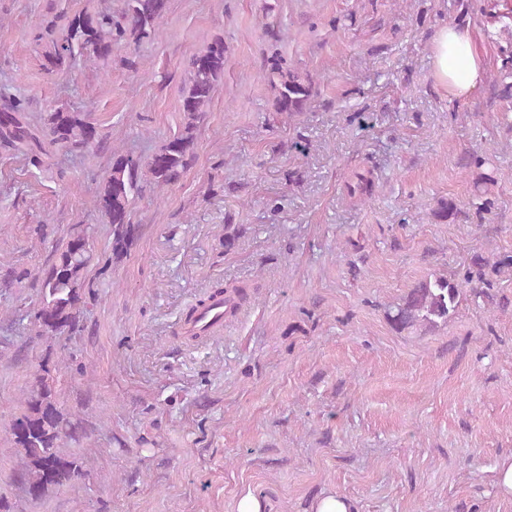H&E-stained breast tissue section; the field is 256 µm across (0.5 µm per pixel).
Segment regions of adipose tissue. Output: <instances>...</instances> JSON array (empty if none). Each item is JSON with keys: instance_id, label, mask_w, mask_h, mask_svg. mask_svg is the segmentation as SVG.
<instances>
[{"instance_id": "obj_1", "label": "adipose tissue", "mask_w": 512, "mask_h": 512, "mask_svg": "<svg viewBox=\"0 0 512 512\" xmlns=\"http://www.w3.org/2000/svg\"><path fill=\"white\" fill-rule=\"evenodd\" d=\"M470 40L469 29L455 25L441 26L432 39L433 75L452 100L468 98L483 80V67Z\"/></svg>"}]
</instances>
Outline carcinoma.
<instances>
[{
	"mask_svg": "<svg viewBox=\"0 0 512 512\" xmlns=\"http://www.w3.org/2000/svg\"><path fill=\"white\" fill-rule=\"evenodd\" d=\"M167 0H124L119 15L110 12L62 14L35 34L38 42L49 43L52 68L74 64L87 53L107 60L120 47H139L160 35ZM224 40L216 38L190 60L189 77L181 89V130L166 140L146 161L131 154L112 153L111 172L95 196V207L112 225V258L127 253L140 225L132 222L131 205L143 183L162 190L176 184L191 165L197 131L203 123L219 83L224 78ZM267 70L277 77L275 110L291 118L304 111L313 87L310 80L283 67L274 56ZM0 147L26 156L42 169L51 151L97 152L103 136L85 112L55 110L34 124L28 116L26 98L14 95L0 106ZM91 227L74 224L57 245L50 264L35 278L37 300L27 314L35 336L51 341L61 334L81 332L84 310L93 297L85 272L94 259L90 243ZM512 268V258L493 260L481 254L471 259L461 278L434 274L420 282L387 310V319L398 331L416 326L435 328L448 323L458 305L463 285L489 295L498 278ZM224 298V313L233 314L246 300L241 287L228 289L220 284L192 306L185 324L191 325L196 310L208 301ZM61 362L42 359L23 393L22 412L15 416L9 433L16 448L27 494L38 499L50 490L67 486L84 477L83 461L64 450V441H79L78 421L59 399L54 372Z\"/></svg>",
	"mask_w": 512,
	"mask_h": 512,
	"instance_id": "1",
	"label": "carcinoma"
}]
</instances>
